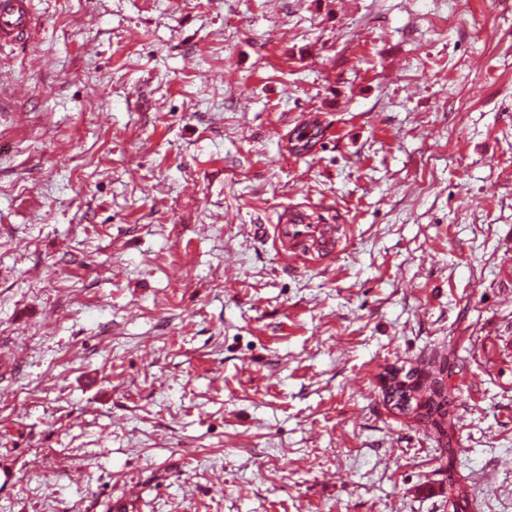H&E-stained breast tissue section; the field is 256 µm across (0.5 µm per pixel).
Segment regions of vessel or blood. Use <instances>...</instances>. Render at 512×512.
Listing matches in <instances>:
<instances>
[{"mask_svg": "<svg viewBox=\"0 0 512 512\" xmlns=\"http://www.w3.org/2000/svg\"><path fill=\"white\" fill-rule=\"evenodd\" d=\"M31 25L27 0H0V39L14 41L25 36ZM343 230L339 224H313L303 212L286 215L273 227L277 253L290 263L328 259Z\"/></svg>", "mask_w": 512, "mask_h": 512, "instance_id": "vessel-or-blood-1", "label": "vessel or blood"}]
</instances>
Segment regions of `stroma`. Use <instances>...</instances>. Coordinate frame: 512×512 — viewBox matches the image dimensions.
Listing matches in <instances>:
<instances>
[{
    "mask_svg": "<svg viewBox=\"0 0 512 512\" xmlns=\"http://www.w3.org/2000/svg\"><path fill=\"white\" fill-rule=\"evenodd\" d=\"M470 2L30 0L0 512H512V0ZM299 207L330 264L276 253ZM441 364L451 456L380 384Z\"/></svg>",
    "mask_w": 512,
    "mask_h": 512,
    "instance_id": "obj_1",
    "label": "stroma"
}]
</instances>
